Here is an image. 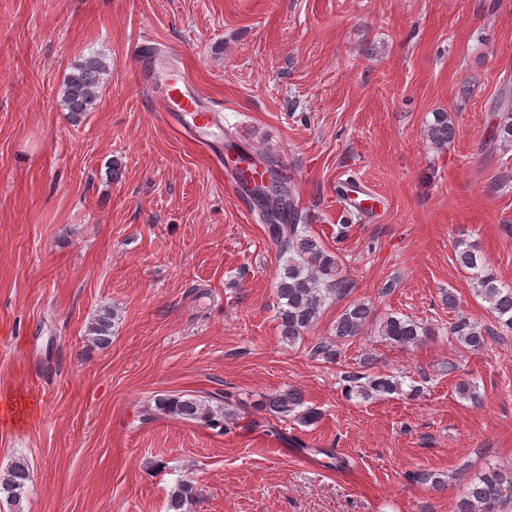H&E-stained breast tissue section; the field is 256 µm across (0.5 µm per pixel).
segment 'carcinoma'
Instances as JSON below:
<instances>
[{
	"instance_id": "carcinoma-1",
	"label": "carcinoma",
	"mask_w": 512,
	"mask_h": 512,
	"mask_svg": "<svg viewBox=\"0 0 512 512\" xmlns=\"http://www.w3.org/2000/svg\"><path fill=\"white\" fill-rule=\"evenodd\" d=\"M106 70V62L96 55L77 63L60 89L63 108L73 116L90 111ZM458 132L447 112L433 113V121L427 125L429 140L439 148L452 143ZM491 140L512 145V108H505V115L492 126ZM264 172L273 187L270 194L255 200V205L258 220L266 226L279 253L286 256L276 278L275 294L281 338L292 347L316 326L324 305L348 296L354 284L338 275V257L325 248L306 224V216L295 202L294 187L281 177L274 164L264 165ZM455 258L460 267L471 272L474 293L489 303L501 332H512V284L501 281L469 242L458 241ZM372 317V307L364 302L347 306L333 325L335 340L318 343L314 355L328 362L337 360L342 353L341 345L360 335ZM114 319L112 309L104 308L89 322V334L103 348L112 343ZM448 330L470 352L484 350L487 337L492 335L490 329L465 314L456 315ZM379 333L392 344L410 347L421 344L432 330L407 317L389 315L381 322ZM342 382V395L348 400L368 401L402 391V383L393 376H376L362 370L344 372ZM261 407L269 416L283 421L310 424L318 417L315 409L304 406L301 392L294 388L266 396ZM163 414L197 423L222 435L230 432L238 419V412L226 396L211 402L193 394H178L158 396L144 405L141 420L151 421ZM30 481L27 461L16 459L0 472V498L19 506L28 493ZM196 498L194 483L181 480L169 491L168 512H190ZM456 512H512V467L496 468L468 482L457 500Z\"/></svg>"
}]
</instances>
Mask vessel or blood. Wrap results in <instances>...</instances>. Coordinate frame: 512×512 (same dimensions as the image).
<instances>
[{"label":"vessel or blood","instance_id":"1","mask_svg":"<svg viewBox=\"0 0 512 512\" xmlns=\"http://www.w3.org/2000/svg\"><path fill=\"white\" fill-rule=\"evenodd\" d=\"M158 109L169 123L204 145L213 156H223L224 123L220 113L200 93L191 89L182 73L173 70L166 75Z\"/></svg>","mask_w":512,"mask_h":512}]
</instances>
